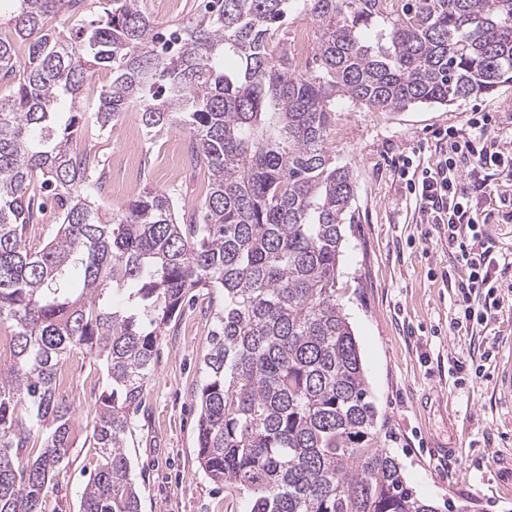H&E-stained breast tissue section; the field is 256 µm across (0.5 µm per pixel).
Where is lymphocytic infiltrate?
<instances>
[{"mask_svg": "<svg viewBox=\"0 0 512 512\" xmlns=\"http://www.w3.org/2000/svg\"><path fill=\"white\" fill-rule=\"evenodd\" d=\"M501 126L500 118L480 113L466 128L439 132L446 147L435 167L416 168L408 157L400 168L406 189L416 198L419 223L447 234L464 271L457 283L463 302L458 321L468 326L489 323L500 308L497 272L503 257L488 240L479 205L494 197L500 181H512V139ZM476 297L481 305H473Z\"/></svg>", "mask_w": 512, "mask_h": 512, "instance_id": "1", "label": "lymphocytic infiltrate"}]
</instances>
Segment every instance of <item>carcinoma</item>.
I'll return each instance as SVG.
<instances>
[{"label":"carcinoma","mask_w":512,"mask_h":512,"mask_svg":"<svg viewBox=\"0 0 512 512\" xmlns=\"http://www.w3.org/2000/svg\"><path fill=\"white\" fill-rule=\"evenodd\" d=\"M0 15V512H43L72 448L56 397L79 350L106 366L93 420L98 464L80 512H140L125 448L157 344L189 296L221 290L202 379L197 460L250 512H437L380 447L377 412L336 302L350 169L325 145L336 97L400 111L512 80V0H212L163 34L140 0H107L68 36L59 16L88 0H9ZM313 23L312 64L272 38L294 5ZM24 65H17L18 53ZM93 122L137 108L146 138L179 128L208 174L179 212L151 186L104 220L77 151L93 75ZM69 102L68 117L58 105ZM56 231L42 240L43 207ZM81 273L75 285L73 272ZM124 293L115 305L111 291ZM33 462H23L32 441Z\"/></svg>","instance_id":"cac0c4a2"}]
</instances>
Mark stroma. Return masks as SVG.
<instances>
[{"label":"stroma","mask_w":512,"mask_h":512,"mask_svg":"<svg viewBox=\"0 0 512 512\" xmlns=\"http://www.w3.org/2000/svg\"><path fill=\"white\" fill-rule=\"evenodd\" d=\"M474 112L512 118V81L452 104L397 112L337 100L327 144L352 171L355 185L354 221L343 227L338 298L359 345L382 444L414 495L439 512H459L464 505L470 512H512V405L495 388L500 359L512 349V267L501 272L496 318L470 331L456 329L461 296L442 275L456 277L461 270L447 238L417 223L416 203L398 176L408 154L421 166H435L437 133L466 128ZM139 127L132 111L107 132L87 120L81 143L105 169L116 149H147L140 184L192 209L204 175L186 167L172 173L178 131L148 148ZM215 309L210 294L200 295L159 341L128 440L140 512H248L247 495L218 489L195 452L193 389L203 375ZM63 372L67 381L56 393L71 408L74 444L43 512H78L97 461L89 441L92 421L108 388L105 370L82 352L70 354Z\"/></svg>","instance_id":"obj_1"}]
</instances>
